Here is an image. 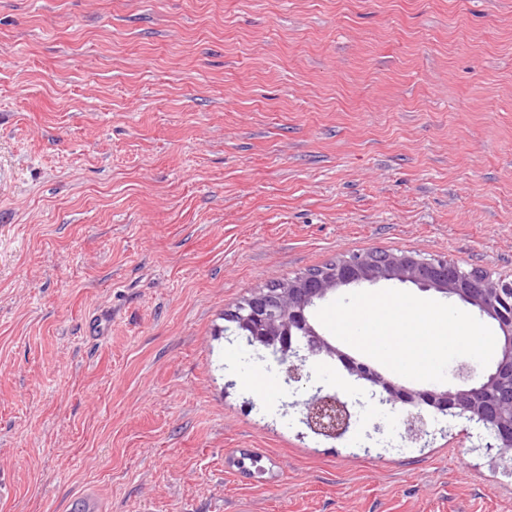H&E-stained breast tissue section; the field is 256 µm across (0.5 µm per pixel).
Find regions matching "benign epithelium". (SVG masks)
<instances>
[{"label": "benign epithelium", "instance_id": "benign-epithelium-1", "mask_svg": "<svg viewBox=\"0 0 512 512\" xmlns=\"http://www.w3.org/2000/svg\"><path fill=\"white\" fill-rule=\"evenodd\" d=\"M388 281L455 297L493 321L498 328V352L490 368L475 377L467 365L458 367L456 376L462 385L453 390L415 389L391 372L343 351L313 320L314 309L338 290ZM231 319L251 344L277 353L275 360L284 367L287 381L302 380L308 357L334 356L344 363L349 376L368 383L372 394H380V402L412 407L404 420L408 439L417 442L427 436L423 412L427 406L482 425L494 438L487 455L512 462V280L415 251L357 254L321 266L311 276L279 281L253 293ZM305 410L309 428L325 437L338 439L349 426L348 404L337 393L317 389Z\"/></svg>", "mask_w": 512, "mask_h": 512}]
</instances>
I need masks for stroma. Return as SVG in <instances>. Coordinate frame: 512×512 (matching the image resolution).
I'll return each mask as SVG.
<instances>
[{
	"instance_id": "1",
	"label": "stroma",
	"mask_w": 512,
	"mask_h": 512,
	"mask_svg": "<svg viewBox=\"0 0 512 512\" xmlns=\"http://www.w3.org/2000/svg\"><path fill=\"white\" fill-rule=\"evenodd\" d=\"M371 250L512 279V0H0V512H512L464 420L229 332ZM305 422L316 433L329 438H341L348 426V404L336 393H322L318 388L305 403Z\"/></svg>"
}]
</instances>
